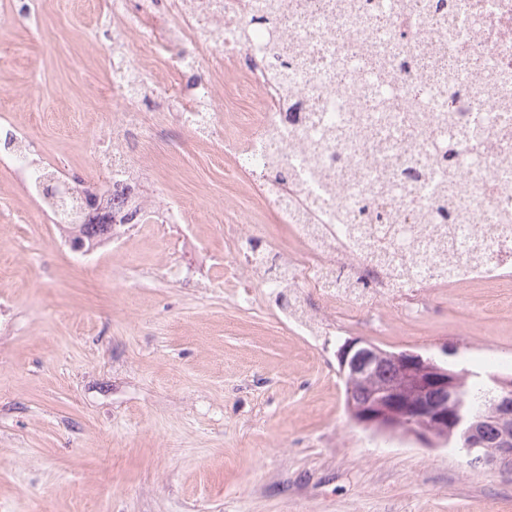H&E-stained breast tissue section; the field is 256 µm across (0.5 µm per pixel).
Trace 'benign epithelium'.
<instances>
[{
	"mask_svg": "<svg viewBox=\"0 0 512 512\" xmlns=\"http://www.w3.org/2000/svg\"><path fill=\"white\" fill-rule=\"evenodd\" d=\"M65 193L80 202V212L86 217L104 209L105 200L98 194L90 196L81 184L65 186ZM336 358L341 372L355 377L372 375L385 362L400 374L399 383L375 391L352 407L358 425L377 433L398 434L427 448L444 446L453 439L470 468L493 470L512 480L511 382L489 376L486 401L499 423L498 436L490 442L470 420L459 374L444 371L435 355L386 352L367 340L347 338L338 345Z\"/></svg>",
	"mask_w": 512,
	"mask_h": 512,
	"instance_id": "obj_1",
	"label": "benign epithelium"
}]
</instances>
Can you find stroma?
<instances>
[{"mask_svg": "<svg viewBox=\"0 0 512 512\" xmlns=\"http://www.w3.org/2000/svg\"><path fill=\"white\" fill-rule=\"evenodd\" d=\"M147 48L105 0H38L14 21L0 0V122L102 187L99 144L115 117L152 104L132 145L138 187L186 203L183 224H129L71 250L21 178L0 164V512H512V481L450 448L377 436L348 418L336 344L447 354L488 371L512 352V278L426 289L303 336L251 275L227 271L239 220L297 251L246 192L218 143L160 113L169 74L113 97L112 53Z\"/></svg>", "mask_w": 512, "mask_h": 512, "instance_id": "35a3bbf8", "label": "stroma"}]
</instances>
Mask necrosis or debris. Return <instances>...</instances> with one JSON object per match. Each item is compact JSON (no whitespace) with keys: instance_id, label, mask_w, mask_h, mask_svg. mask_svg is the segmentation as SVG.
<instances>
[{"instance_id":"obj_1","label":"necrosis or debris","mask_w":512,"mask_h":512,"mask_svg":"<svg viewBox=\"0 0 512 512\" xmlns=\"http://www.w3.org/2000/svg\"><path fill=\"white\" fill-rule=\"evenodd\" d=\"M429 0H405L387 13L382 33L366 43L357 14L337 10L336 0H110L113 21L147 45L190 43L195 50L159 57V64L180 76L200 64L217 75L233 68L243 77L234 87L240 98L259 97L258 109L224 123L215 110L216 90L211 84L183 86L174 117L199 141L219 142L239 173L255 185L259 197L300 243L292 255L279 253L267 239L245 235V248H234L247 269L259 278L271 298L287 296L285 315L289 325L306 336H327L331 329L326 314L360 313L378 299L409 295L436 281L461 286L500 280L512 275V222L498 221L501 211L512 212V105L492 108L478 71L512 83V0H446L447 8L428 12ZM269 10L276 19L269 35L248 36L250 11ZM175 15V26L160 28L158 17ZM271 38L279 53L291 60L282 68L278 55L262 49ZM419 57L429 68H450L455 80L447 90L435 91L429 109L449 105L461 124L495 114L485 134L490 147L479 164L466 170L468 191L460 204L479 211L485 224H457L453 243L442 252V235L433 224H412L417 212L431 209L436 195L430 182L446 177L447 165L437 164L431 117L410 123L405 111L393 109L390 121H380L373 111L362 114V132L326 146L318 176L309 148L313 132L325 114L347 111L336 101V91L358 79V68L369 53L392 57L390 77L395 94L405 100L411 94L416 71L404 67L399 50ZM348 68L341 69L337 60ZM249 129L247 141L237 132ZM146 123L140 112L122 113L113 121L111 144L97 157L113 189L124 191L130 209L146 214L131 164L126 157L129 139L145 138ZM385 144L399 158L393 172L401 180L407 170L419 171L421 186L411 196L390 197L386 207L392 224L412 226L406 260H381L369 243L372 225L361 212L362 184L384 173ZM30 144L24 130L0 124V160L11 162L28 176V185L41 190V172L28 162ZM287 169V182L271 174L272 167ZM359 170V179L346 178ZM322 298L323 310L305 305L306 292Z\"/></svg>"}]
</instances>
